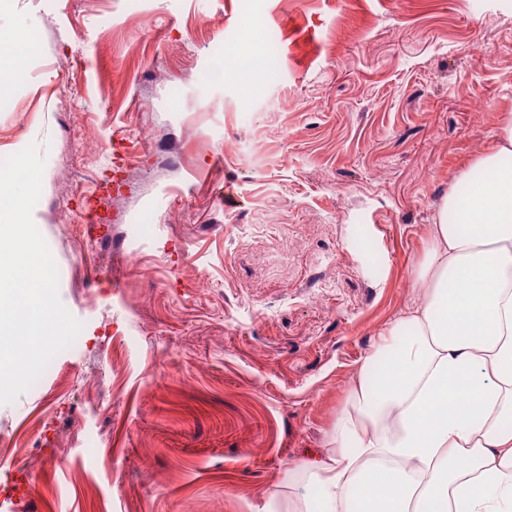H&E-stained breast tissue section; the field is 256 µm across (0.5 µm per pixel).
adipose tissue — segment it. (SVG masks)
Instances as JSON below:
<instances>
[{
	"label": "adipose tissue",
	"mask_w": 512,
	"mask_h": 512,
	"mask_svg": "<svg viewBox=\"0 0 512 512\" xmlns=\"http://www.w3.org/2000/svg\"><path fill=\"white\" fill-rule=\"evenodd\" d=\"M442 201L419 304L364 358L294 512H512V118Z\"/></svg>",
	"instance_id": "obj_1"
}]
</instances>
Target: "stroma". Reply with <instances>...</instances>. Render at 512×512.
<instances>
[{
    "label": "stroma",
    "mask_w": 512,
    "mask_h": 512,
    "mask_svg": "<svg viewBox=\"0 0 512 512\" xmlns=\"http://www.w3.org/2000/svg\"><path fill=\"white\" fill-rule=\"evenodd\" d=\"M0 68L82 324L0 404V512L288 502L512 115V0H0Z\"/></svg>",
    "instance_id": "35a3bbf8"
}]
</instances>
